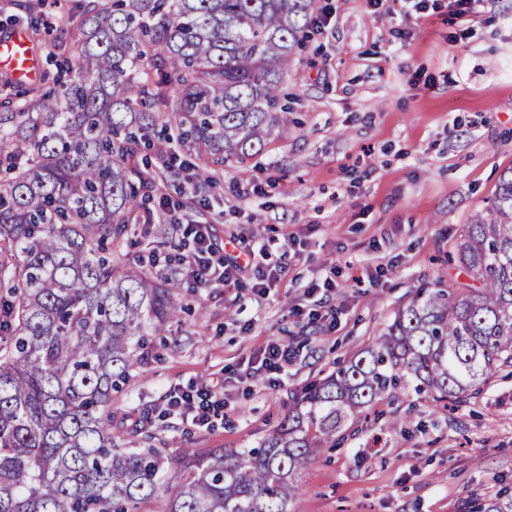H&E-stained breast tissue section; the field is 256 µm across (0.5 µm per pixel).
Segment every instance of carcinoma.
<instances>
[{"mask_svg":"<svg viewBox=\"0 0 512 512\" xmlns=\"http://www.w3.org/2000/svg\"><path fill=\"white\" fill-rule=\"evenodd\" d=\"M315 0H81L82 36L53 93L8 79L0 102V512H295L302 473L365 408L414 392L448 405L512 366V170L454 259L473 284L420 289L387 330L288 397L252 448L174 458L146 427H113L112 395L180 319L182 275L112 263L173 171L141 157L157 124L203 157L241 164L288 123L280 102ZM151 71L141 69L143 62ZM462 512H512V493Z\"/></svg>","mask_w":512,"mask_h":512,"instance_id":"carcinoma-1","label":"carcinoma"}]
</instances>
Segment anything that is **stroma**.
I'll return each instance as SVG.
<instances>
[{"label":"stroma","instance_id":"obj_1","mask_svg":"<svg viewBox=\"0 0 512 512\" xmlns=\"http://www.w3.org/2000/svg\"><path fill=\"white\" fill-rule=\"evenodd\" d=\"M321 22L294 54L284 87L292 119L246 164L225 163L212 191L180 168L151 198L164 221L213 227L218 244L256 248L283 278L184 287L189 310L132 369L115 409L152 415L169 455L250 448L279 425L288 395L380 336L418 288L464 280L453 246L512 169V0L471 16L448 0H316ZM76 0H0V39L25 31L48 79L60 61L49 28ZM38 25H31V18ZM181 233L131 225L118 264L176 255ZM315 295H307L309 287ZM292 350L281 386L247 376L267 341ZM221 385L224 416L198 427L161 417L173 389ZM512 486V368L444 408L406 393L358 417L301 478L296 512H461Z\"/></svg>","mask_w":512,"mask_h":512}]
</instances>
